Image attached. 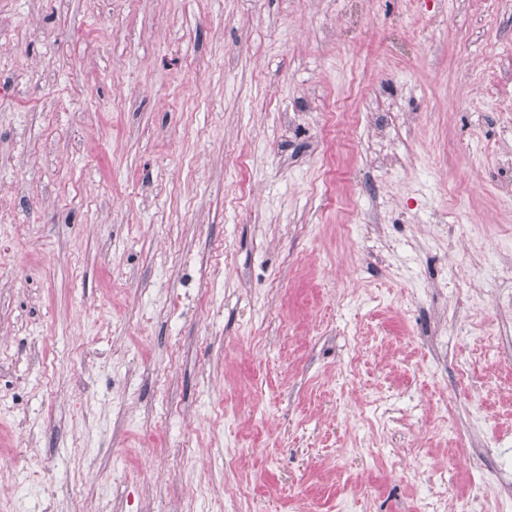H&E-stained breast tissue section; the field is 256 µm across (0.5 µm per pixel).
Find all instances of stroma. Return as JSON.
Here are the masks:
<instances>
[{"label": "stroma", "instance_id": "35a3bbf8", "mask_svg": "<svg viewBox=\"0 0 512 512\" xmlns=\"http://www.w3.org/2000/svg\"><path fill=\"white\" fill-rule=\"evenodd\" d=\"M509 121L512 0H0V512H482Z\"/></svg>", "mask_w": 512, "mask_h": 512}]
</instances>
